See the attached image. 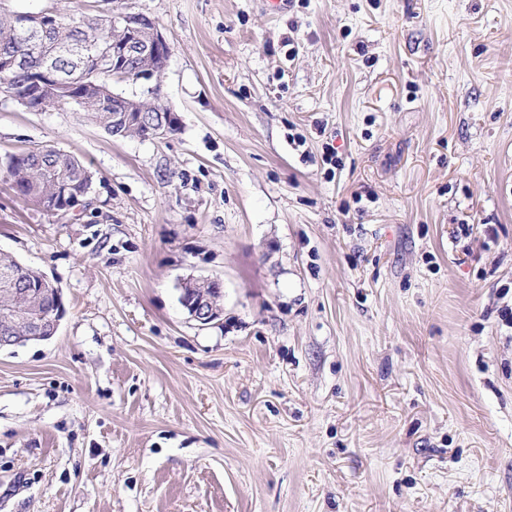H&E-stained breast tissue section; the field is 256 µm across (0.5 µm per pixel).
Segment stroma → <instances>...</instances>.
<instances>
[{
    "label": "stroma",
    "mask_w": 512,
    "mask_h": 512,
    "mask_svg": "<svg viewBox=\"0 0 512 512\" xmlns=\"http://www.w3.org/2000/svg\"><path fill=\"white\" fill-rule=\"evenodd\" d=\"M123 3L176 132L0 101V253L66 307L0 352V512H512V0ZM6 168L14 192L51 214H60L61 209L68 213L72 207L61 208L60 199H83L93 180L92 172L77 156L51 145L10 156ZM5 270L14 271L19 274L30 284L31 288H40L41 281L43 286L54 285V283L45 274L42 273L41 278L40 270L24 265L9 255L0 254V272ZM185 287L186 282H183L180 288V302L191 319L201 326H207L221 317L223 309L215 304L213 297L203 291Z\"/></svg>",
    "instance_id": "1"
}]
</instances>
